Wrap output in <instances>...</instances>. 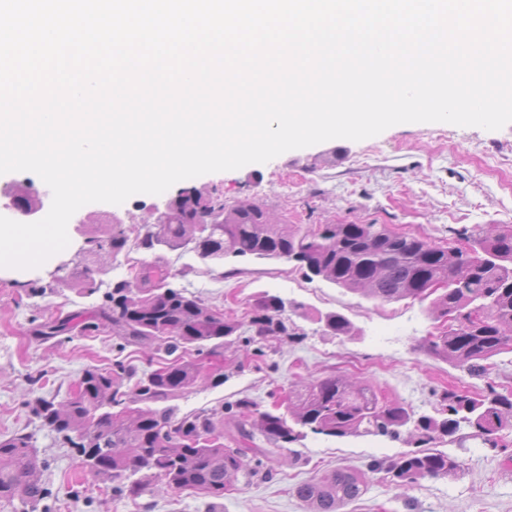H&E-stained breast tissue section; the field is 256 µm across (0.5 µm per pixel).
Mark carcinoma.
<instances>
[{
  "label": "carcinoma",
  "instance_id": "cac0c4a2",
  "mask_svg": "<svg viewBox=\"0 0 512 512\" xmlns=\"http://www.w3.org/2000/svg\"><path fill=\"white\" fill-rule=\"evenodd\" d=\"M15 209L34 213L41 201L27 191L12 189ZM456 235L467 248H444L418 237L396 240L384 224H288L274 220L253 203L227 205L224 198L203 189L181 191L172 198L160 224L152 225L141 245L171 250L191 247L201 259H285L312 280L320 278L349 292H361L383 302L431 299V314L448 326L426 340L424 348L471 376H484L493 358L512 353V226ZM127 238L121 231L93 241V251L117 258ZM160 266H143L135 282L119 281L104 295L98 315L80 313L43 325L40 334L55 338L74 328L91 334L103 320L120 340V347L149 343L173 357L163 367L141 376L122 362L111 368L83 370L78 390L61 401L38 397L25 401L42 426L60 435L73 449L81 470L117 491L136 498L154 478L161 488L195 490L219 499L244 470L246 449L224 446V430L215 419L224 408L177 417L157 404L168 401L204 380L202 362L182 353L202 355L224 346L241 324L219 314L195 295L169 282ZM284 303L265 296L251 320L255 335L247 343H262L286 333L281 319ZM336 336L352 333L349 320L338 312L324 315ZM238 415L253 420L270 448L255 449L265 459L275 445L294 443L311 432L331 437L385 436L401 438L403 430L418 436L422 448L377 459L371 470L409 489L421 479L454 477L456 457L429 447L453 438L462 428L494 447L497 436L512 429V393L489 384L472 394L450 388L436 415H420L397 402L387 403L367 384L336 375L300 382L288 395V405L262 410L247 401L235 404ZM47 462L34 451L32 436L14 434L0 439V501L35 505L52 495L42 480ZM366 491L362 475L338 468L295 488L308 512H342Z\"/></svg>",
  "mask_w": 512,
  "mask_h": 512
}]
</instances>
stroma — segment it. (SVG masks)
<instances>
[{"mask_svg":"<svg viewBox=\"0 0 512 512\" xmlns=\"http://www.w3.org/2000/svg\"><path fill=\"white\" fill-rule=\"evenodd\" d=\"M205 189L226 203L266 205L292 224H384L442 246H456L455 229L512 225V124L495 131L448 123H403L362 141L334 139L285 152L264 164L177 182L160 195L137 194L120 205L91 203L68 224L69 246L35 269L0 268V437L29 433L41 457L52 496L38 512H306L294 488L313 476L348 467L364 473L366 492L346 512H512V430L498 447L483 445L462 428L447 444L461 463L457 477L424 479L403 490L370 472L373 460L405 451L384 436L308 435L264 465L246 456L254 474L215 499L186 490L150 487L132 499L83 473L70 448L41 428L26 408L36 397H65L88 366L121 361L143 372L165 362L164 353L119 346L110 330H79L47 339L41 324L97 312L103 293L133 280L154 262L225 317L249 322L267 295L285 303V334L268 338L262 353L232 339L211 365L222 366V385L201 384L170 400L177 415L249 399L270 407L303 378L336 374L373 387L387 399L433 414L448 388L473 394L486 385L512 392V354L495 357L490 374L475 377L429 354L423 344L443 324L427 303H383L321 279H308L285 260H226L213 264L188 249L141 247L152 221L181 190ZM122 230L126 249L117 259L87 253V241ZM97 291L87 294L83 280ZM338 312L353 326L349 336L326 330L322 318Z\"/></svg>","mask_w":512,"mask_h":512,"instance_id":"obj_1","label":"stroma"}]
</instances>
